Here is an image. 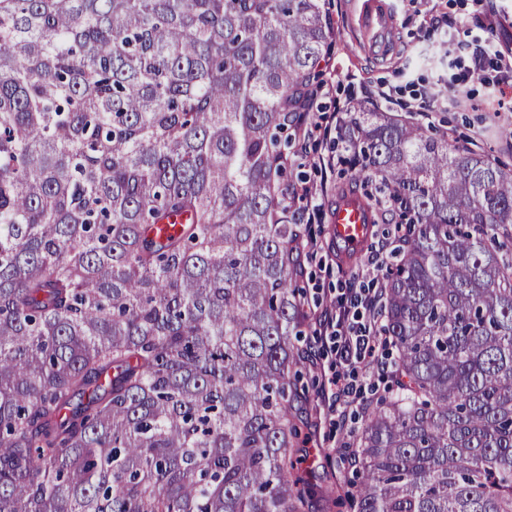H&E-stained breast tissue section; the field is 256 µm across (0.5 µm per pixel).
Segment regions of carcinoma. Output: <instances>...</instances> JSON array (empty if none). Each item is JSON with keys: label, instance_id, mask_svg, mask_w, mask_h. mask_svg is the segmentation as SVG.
Returning a JSON list of instances; mask_svg holds the SVG:
<instances>
[{"label": "carcinoma", "instance_id": "1", "mask_svg": "<svg viewBox=\"0 0 512 512\" xmlns=\"http://www.w3.org/2000/svg\"><path fill=\"white\" fill-rule=\"evenodd\" d=\"M325 0H0V512H512V169L358 108L395 392L297 457L293 130Z\"/></svg>", "mask_w": 512, "mask_h": 512}]
</instances>
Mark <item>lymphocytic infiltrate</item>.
<instances>
[{"instance_id": "obj_1", "label": "lymphocytic infiltrate", "mask_w": 512, "mask_h": 512, "mask_svg": "<svg viewBox=\"0 0 512 512\" xmlns=\"http://www.w3.org/2000/svg\"><path fill=\"white\" fill-rule=\"evenodd\" d=\"M471 48L468 73L485 75L498 88L512 85V61L494 41L476 39ZM383 262V249H371L362 269L338 288L334 299L308 312L314 332L306 358L325 379L322 400L328 420L349 435L365 409L373 374L385 375L390 369L379 332L382 294L375 286Z\"/></svg>"}]
</instances>
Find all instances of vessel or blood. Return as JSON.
I'll return each instance as SVG.
<instances>
[{"instance_id": "vessel-or-blood-1", "label": "vessel or blood", "mask_w": 512, "mask_h": 512, "mask_svg": "<svg viewBox=\"0 0 512 512\" xmlns=\"http://www.w3.org/2000/svg\"><path fill=\"white\" fill-rule=\"evenodd\" d=\"M394 22L388 0H359L354 24L362 32L366 48L373 56H388ZM330 217L336 259L344 266H352L371 238V214L358 198L350 197L336 201Z\"/></svg>"}]
</instances>
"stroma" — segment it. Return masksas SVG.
Masks as SVG:
<instances>
[{
    "instance_id": "35a3bbf8",
    "label": "stroma",
    "mask_w": 512,
    "mask_h": 512,
    "mask_svg": "<svg viewBox=\"0 0 512 512\" xmlns=\"http://www.w3.org/2000/svg\"><path fill=\"white\" fill-rule=\"evenodd\" d=\"M396 13V48L387 59L370 57L359 47L351 28L355 0H327L336 38L322 62L316 85L325 86L318 96L317 112L311 120L352 111L355 105L370 110H388L436 135L447 136L493 163L512 168V88L492 95L480 75H470L462 92H455L453 79L458 72L454 61L460 55L456 41L428 26L432 15H446L480 35V25L488 14L501 17L502 23L491 37L512 56V0H391ZM431 95V109L415 111L420 92ZM301 178L308 184L325 185L322 212L308 222L310 232L322 248H329L330 210L335 187L354 170L352 152H344L342 163L329 174L312 166L308 157L297 154ZM304 382L311 399L301 407L312 436L307 466L343 477L338 461L341 449L335 448L328 420L321 413L317 373L303 365Z\"/></svg>"
}]
</instances>
